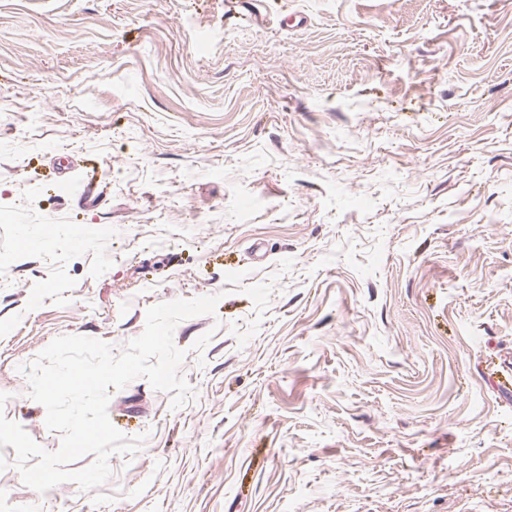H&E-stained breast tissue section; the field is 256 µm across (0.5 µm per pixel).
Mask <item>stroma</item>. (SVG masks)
I'll return each mask as SVG.
<instances>
[{
    "instance_id": "stroma-1",
    "label": "stroma",
    "mask_w": 512,
    "mask_h": 512,
    "mask_svg": "<svg viewBox=\"0 0 512 512\" xmlns=\"http://www.w3.org/2000/svg\"><path fill=\"white\" fill-rule=\"evenodd\" d=\"M0 249L50 452L20 366L221 297L182 406L110 389L138 452L42 494L0 447V512H512V0H0Z\"/></svg>"
}]
</instances>
